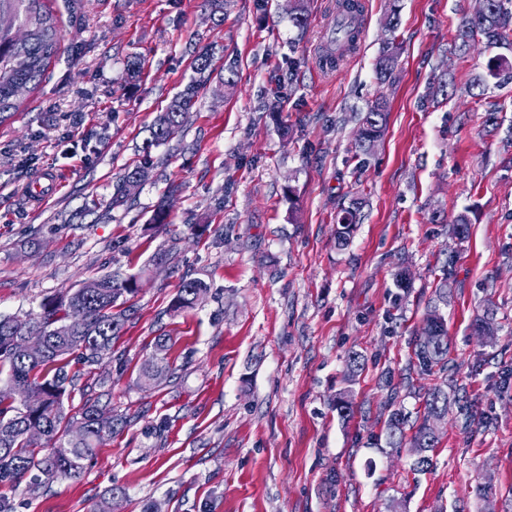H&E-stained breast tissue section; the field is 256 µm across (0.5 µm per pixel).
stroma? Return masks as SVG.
<instances>
[{
    "label": "stroma",
    "mask_w": 512,
    "mask_h": 512,
    "mask_svg": "<svg viewBox=\"0 0 512 512\" xmlns=\"http://www.w3.org/2000/svg\"><path fill=\"white\" fill-rule=\"evenodd\" d=\"M363 3L356 55L324 77L314 60L336 0H304L302 28L289 0H224L217 13L207 0H43L59 52L0 123V315L38 313L115 271L141 287L111 355L70 367L71 409L97 399L127 425L78 477L1 485L14 512H96L114 488L117 512H512V79L487 68L496 55L512 66V49L478 37L455 49L478 0ZM391 38L399 65L382 84ZM204 48L210 75L181 132L111 208ZM380 96L387 126L363 166L358 115ZM46 171L56 192L29 203ZM173 183L171 225L151 229ZM355 196L361 220L341 247L336 214ZM185 279L208 291L172 311ZM434 308L448 367L429 375L414 348ZM485 315L495 335L475 331ZM161 336L174 374L141 385ZM436 388L448 413L420 468L385 422L397 405L423 416ZM400 48L394 41L388 42L376 61L375 71L377 80L384 83L391 78L394 69L398 66ZM141 168L139 165L133 167L132 169H127L125 172L117 178L115 184H113V193H112V206H120L123 205L127 199L131 196V194L127 190V185L132 177V175ZM145 177V170H139L134 179L129 183V188L131 191L135 192L139 186L141 185L143 179Z\"/></svg>",
    "instance_id": "obj_1"
}]
</instances>
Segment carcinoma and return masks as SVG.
Returning <instances> with one entry per match:
<instances>
[{"label":"carcinoma","instance_id":"carcinoma-1","mask_svg":"<svg viewBox=\"0 0 512 512\" xmlns=\"http://www.w3.org/2000/svg\"><path fill=\"white\" fill-rule=\"evenodd\" d=\"M488 8L481 16H471L457 27V37L467 42L474 34L483 35L487 46L499 48L512 44V0H487ZM336 10L349 14L347 29H338L322 49L319 63L335 68L343 57L335 56L336 40L346 41L349 48L357 46L358 0H337ZM61 32L42 0H0V120L4 114L17 110L13 86L22 81L36 85L43 79L52 59L56 57ZM400 48L389 42L382 48L375 71L379 82L391 78L398 66ZM199 84L185 87L166 109L159 113L149 129L142 147L144 161L151 149L172 139L182 128L187 113L195 104ZM386 100L377 98L358 117V135L354 143L356 157L366 163L387 123ZM138 167L125 170L113 184L112 205L120 206L130 197L127 185ZM362 198L353 197L340 208L337 218L336 242L348 243L353 226L359 223ZM139 280L119 272L103 275L73 292L42 303L40 313L24 318L0 316V377L5 388L0 390V483L17 485L29 480L38 488L59 479L74 478L91 461L95 448L125 424L117 417L105 422L99 419L104 409L95 401L81 408L80 417L71 415L66 406L72 379L67 367L74 357L94 365L111 354L112 344L119 336L126 310L118 301L137 293ZM207 292L201 280H184L174 302L176 309L191 308L196 296ZM37 334L46 340V353L34 359L26 355V334ZM414 356L422 371L433 374L448 367V343L442 317L437 310L427 314ZM167 341L160 338L154 352L142 363L140 377L151 383L169 372L165 350ZM448 414V395L435 390L425 401L422 422L411 436L412 447L422 453L417 465L428 463L423 453L434 447L436 436L430 420ZM410 415L401 409L389 414L386 433L389 444L397 446L406 437ZM81 424L82 436L70 434L73 425Z\"/></svg>","mask_w":512,"mask_h":512}]
</instances>
